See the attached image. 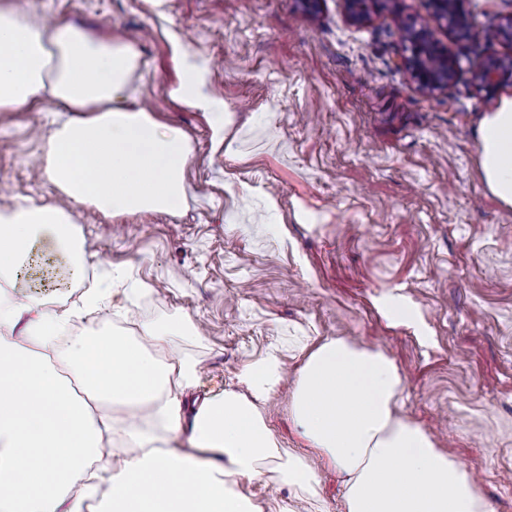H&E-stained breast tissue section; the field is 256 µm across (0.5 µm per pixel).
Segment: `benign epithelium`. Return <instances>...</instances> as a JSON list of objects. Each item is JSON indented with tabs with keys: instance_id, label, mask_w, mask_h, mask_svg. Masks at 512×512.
I'll return each instance as SVG.
<instances>
[{
	"instance_id": "7a95c632",
	"label": "benign epithelium",
	"mask_w": 512,
	"mask_h": 512,
	"mask_svg": "<svg viewBox=\"0 0 512 512\" xmlns=\"http://www.w3.org/2000/svg\"><path fill=\"white\" fill-rule=\"evenodd\" d=\"M466 0H437L441 19L448 23L458 37H467ZM348 20L353 24H363L370 20L371 10L368 4H377V0H345ZM488 27L494 32L493 45L485 46L484 53L474 64L473 79L477 90L486 97L494 98L505 85L512 83V55H505L497 46L512 45V15L495 17ZM407 55L401 59L420 89L432 91L446 88L452 83L460 70L459 61L449 51L437 46L430 32L419 25L404 28Z\"/></svg>"
}]
</instances>
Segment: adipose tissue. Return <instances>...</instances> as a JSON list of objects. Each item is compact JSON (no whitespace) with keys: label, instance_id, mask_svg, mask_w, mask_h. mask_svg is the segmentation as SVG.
<instances>
[{"label":"adipose tissue","instance_id":"obj_1","mask_svg":"<svg viewBox=\"0 0 512 512\" xmlns=\"http://www.w3.org/2000/svg\"><path fill=\"white\" fill-rule=\"evenodd\" d=\"M180 77L168 96L211 114L223 139L228 114L204 93L206 70L173 42ZM149 69L137 44L100 38L65 23H38L0 0V112L57 106L41 145L42 174L57 203L0 209V277L45 258L63 277L87 269L72 214L92 205L112 215L179 213L191 155L186 133L135 103L131 88ZM491 193L512 205V101L478 130ZM108 295L97 288L81 308L52 294L21 291L0 302V512H260L237 479L275 465L283 482L316 496L319 471L279 448L261 405L282 379L275 357L245 366L242 391L207 397L185 419L181 394L194 362L168 359L178 324L145 323L136 338L82 337L69 371L53 342L77 313ZM404 380L382 351L328 338L299 370L289 411L309 448L343 477V512H482L465 468L402 412ZM133 454L104 458L114 430ZM187 435L190 451L173 441Z\"/></svg>","mask_w":512,"mask_h":512}]
</instances>
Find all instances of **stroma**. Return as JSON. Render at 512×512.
I'll return each mask as SVG.
<instances>
[{"label":"stroma","instance_id":"obj_1","mask_svg":"<svg viewBox=\"0 0 512 512\" xmlns=\"http://www.w3.org/2000/svg\"><path fill=\"white\" fill-rule=\"evenodd\" d=\"M43 23L134 41L150 63L136 101L187 134V202L175 215L75 212L88 275L115 307L59 337L136 336L146 322L201 325L167 357L201 368L184 410L238 386L277 352L289 375L264 416L279 445L308 448L288 410L302 348L327 337L382 350L404 383L402 412L463 465L487 512H512V206L487 187L479 124L502 100L472 84L479 45L457 40L431 0H381L350 24L344 0H18ZM413 20L460 58L455 83L420 90L400 67ZM207 69L206 93L235 114L224 145L207 116L165 93L179 73L171 36ZM51 127L38 112H0V209L51 202L39 178ZM407 301L412 317L388 305ZM300 500L274 467L239 487L267 508L339 512L332 467Z\"/></svg>","mask_w":512,"mask_h":512}]
</instances>
